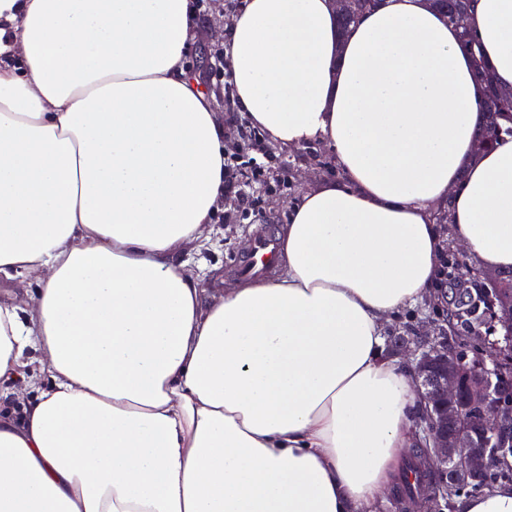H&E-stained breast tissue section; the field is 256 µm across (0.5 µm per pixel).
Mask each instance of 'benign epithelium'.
I'll return each mask as SVG.
<instances>
[{
    "label": "benign epithelium",
    "instance_id": "7a95c632",
    "mask_svg": "<svg viewBox=\"0 0 512 512\" xmlns=\"http://www.w3.org/2000/svg\"><path fill=\"white\" fill-rule=\"evenodd\" d=\"M367 0H336L337 14L360 15ZM433 331L407 341L403 350L415 363L416 392L423 402L428 426L426 434L434 448L440 478L434 484L439 493L447 484L448 461L455 462L457 474L477 475L498 467L512 453V381L492 380L487 359L500 356L499 343L487 336L502 325L512 327V315L491 307L485 312L486 335L472 336L474 357L462 358L448 349L447 323L427 321ZM490 431L499 442L487 448L474 440L476 434Z\"/></svg>",
    "mask_w": 512,
    "mask_h": 512
}]
</instances>
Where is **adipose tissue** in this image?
I'll use <instances>...</instances> for the list:
<instances>
[{
	"mask_svg": "<svg viewBox=\"0 0 512 512\" xmlns=\"http://www.w3.org/2000/svg\"><path fill=\"white\" fill-rule=\"evenodd\" d=\"M467 25L512 89V0ZM193 0H0V512H377L413 443L383 325L445 242L512 271V137L474 148L473 60L429 0L340 34L334 0H247L232 95L341 175L288 208L278 274L209 294L180 260L225 200L224 123L186 67Z\"/></svg>",
	"mask_w": 512,
	"mask_h": 512,
	"instance_id": "obj_1",
	"label": "adipose tissue"
}]
</instances>
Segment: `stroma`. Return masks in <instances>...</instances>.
Instances as JSON below:
<instances>
[{
  "mask_svg": "<svg viewBox=\"0 0 512 512\" xmlns=\"http://www.w3.org/2000/svg\"><path fill=\"white\" fill-rule=\"evenodd\" d=\"M239 8L238 0H215L207 11L198 14L197 36L186 58L191 74L198 78L202 90L212 98L224 119V143L228 146L238 139L240 129L246 128L248 121L230 101L228 82L212 80L209 71L213 57L223 52L215 36L224 27V16ZM257 160L262 163L265 175L263 181L251 184L248 190L256 201L253 213L242 216L240 198L231 197L229 204L214 218L209 242L183 256L188 268L211 291L223 290L225 285L235 281L228 261L233 256L246 254L254 234L264 229L277 230L287 223L286 203L298 200L315 181L339 175L333 151L323 144L286 150L267 143Z\"/></svg>",
  "mask_w": 512,
  "mask_h": 512,
  "instance_id": "35a3bbf8",
  "label": "stroma"
}]
</instances>
